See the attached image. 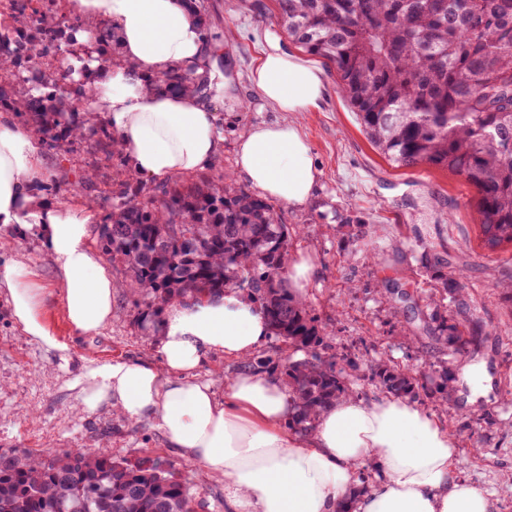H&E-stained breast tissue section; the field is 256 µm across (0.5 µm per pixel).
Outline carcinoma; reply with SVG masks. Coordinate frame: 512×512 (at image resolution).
Returning a JSON list of instances; mask_svg holds the SVG:
<instances>
[{
  "mask_svg": "<svg viewBox=\"0 0 512 512\" xmlns=\"http://www.w3.org/2000/svg\"><path fill=\"white\" fill-rule=\"evenodd\" d=\"M64 0H0V108L24 127H37L48 145L63 151L88 136L107 160H123L101 113L75 116L74 102L96 89L73 78L72 65L55 57L90 30L86 42L107 34L62 13ZM207 41L202 0H185ZM288 37L306 52L336 66L341 94L371 142L398 168L447 169L475 191L484 242L512 245V0H275ZM26 50L30 81L7 78ZM204 74L182 67L157 79L151 90H210ZM112 197L99 244L130 279L145 317L160 324L171 302L231 289L259 303L272 334L288 356L257 355L249 366L281 368L293 415L288 428L311 431L318 413L351 394L324 356L322 326L288 288L287 261L293 232L271 206L207 176L171 186L147 187L126 175ZM435 331L465 345L479 336L440 321ZM371 379L402 397L419 394L409 367L379 362ZM191 487L160 461L147 466L112 459L105 451L65 457L0 454V512H196Z\"/></svg>",
  "mask_w": 512,
  "mask_h": 512,
  "instance_id": "1",
  "label": "carcinoma"
}]
</instances>
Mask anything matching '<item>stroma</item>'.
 Masks as SVG:
<instances>
[{"instance_id":"1","label":"stroma","mask_w":512,"mask_h":512,"mask_svg":"<svg viewBox=\"0 0 512 512\" xmlns=\"http://www.w3.org/2000/svg\"><path fill=\"white\" fill-rule=\"evenodd\" d=\"M262 2L258 12L253 0H206L207 20L220 35L216 55L233 86L216 105L224 146L207 174L232 175L234 187L244 188L233 175L239 138L257 124L288 120L299 126L315 155V193L304 206L277 202L273 210L279 223L296 232L291 253L308 255L316 265L317 275L301 297L324 329L327 354L357 363L349 381L367 401L386 395L367 379L380 360L413 368L423 382L445 368L458 374L464 365H481V393L458 380L448 399L423 392L416 401L449 422L458 476L491 494L495 512H512V496L500 491L503 477L512 474V294L505 289L512 283V247L485 246L474 191L459 175L425 165L392 166L363 132L337 89L334 66L323 59L315 61L327 83L318 108L284 113L267 104L250 82L252 68L268 40L294 54L299 48L280 27L273 0ZM43 154L56 176L38 187V198L89 204L96 215L105 214L102 199L118 191L122 180L116 162L96 159L83 141L65 153L47 148ZM90 169L97 173L91 191L78 186ZM428 249L447 253V273L457 278L459 292L446 302L449 322L481 327L479 339L459 351L431 331L434 308L424 299L436 281L425 266ZM16 257L43 288V319L69 355L59 360L24 336L0 295V454L52 457L104 448L132 464L159 459L189 482L202 512H224L223 482L167 447L153 421L132 423L108 409L82 414L72 407L71 385L90 362L158 359L161 337L142 324L143 306L121 268H109L112 321L90 335L67 321L60 276L45 242L17 229L13 251H0V268Z\"/></svg>"}]
</instances>
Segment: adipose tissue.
<instances>
[{
	"instance_id": "adipose-tissue-1",
	"label": "adipose tissue",
	"mask_w": 512,
	"mask_h": 512,
	"mask_svg": "<svg viewBox=\"0 0 512 512\" xmlns=\"http://www.w3.org/2000/svg\"><path fill=\"white\" fill-rule=\"evenodd\" d=\"M73 16L105 18L119 35L124 66L97 85L102 112L140 177L165 181L213 165L224 146L215 115L217 96L168 94L145 88L150 75L195 66L215 56L183 0H67ZM250 81L281 112H308L325 93L319 68L272 45ZM235 173L264 196L295 206L311 198L317 170L313 149L284 121L261 124L241 137ZM54 176L40 145L0 113V249L24 225L44 236L61 277L66 318L83 334L112 320V280L90 244L91 206L36 199V185ZM19 260L0 270L12 315L25 336L66 357L68 347L40 316L41 289ZM270 325L252 300L235 291L169 305L158 362L115 358L85 367L74 407H108L128 421L155 420L168 447L224 482V512H340L366 461L384 473L355 501L352 512H494V502L454 471L457 448L447 428L404 400L367 402L350 396L323 409L310 434L289 430L293 414L282 380L247 368L267 341ZM215 355L240 362L216 398L197 372Z\"/></svg>"
}]
</instances>
